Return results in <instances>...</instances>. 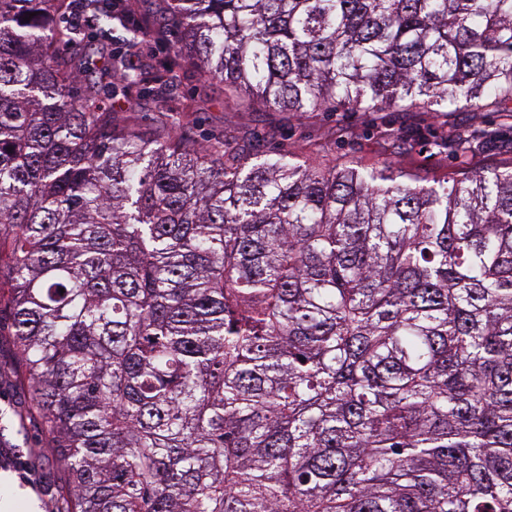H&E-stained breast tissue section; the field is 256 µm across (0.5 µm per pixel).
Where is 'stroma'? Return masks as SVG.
I'll use <instances>...</instances> for the list:
<instances>
[{
	"label": "stroma",
	"mask_w": 512,
	"mask_h": 512,
	"mask_svg": "<svg viewBox=\"0 0 512 512\" xmlns=\"http://www.w3.org/2000/svg\"><path fill=\"white\" fill-rule=\"evenodd\" d=\"M172 107L195 102L201 107L192 136L200 147L226 138L265 150L278 147L310 158V145L330 143L337 161L388 160L419 168L427 177H443L454 168L446 154L427 150L405 153L384 145L382 122L393 126L425 123L421 112H392L379 119L363 112H322L302 121L285 112H268L241 104L234 94L204 83L193 69L179 72V81L164 95ZM8 305H0V502L16 512H67L66 473L52 455L51 435L42 427L31 402L30 385L13 335Z\"/></svg>",
	"instance_id": "obj_1"
}]
</instances>
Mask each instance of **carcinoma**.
<instances>
[{"instance_id": "carcinoma-1", "label": "carcinoma", "mask_w": 512, "mask_h": 512, "mask_svg": "<svg viewBox=\"0 0 512 512\" xmlns=\"http://www.w3.org/2000/svg\"><path fill=\"white\" fill-rule=\"evenodd\" d=\"M73 2L0 0V292L70 512H512V163L118 119L185 64L298 118L512 112V0H159L180 39L137 64L138 0Z\"/></svg>"}]
</instances>
